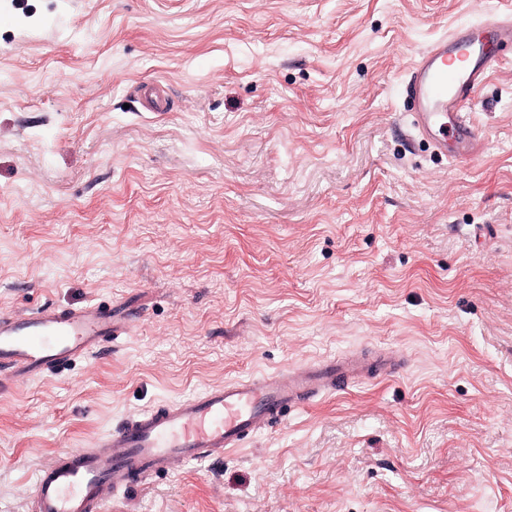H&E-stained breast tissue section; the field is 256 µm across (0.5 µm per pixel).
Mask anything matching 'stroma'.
<instances>
[{"label":"stroma","mask_w":512,"mask_h":512,"mask_svg":"<svg viewBox=\"0 0 512 512\" xmlns=\"http://www.w3.org/2000/svg\"><path fill=\"white\" fill-rule=\"evenodd\" d=\"M512 0H0V314L111 303L99 354L0 392V512L209 386L379 376L104 512H512V57L437 155L403 86ZM165 90L153 112L144 90Z\"/></svg>","instance_id":"35a3bbf8"}]
</instances>
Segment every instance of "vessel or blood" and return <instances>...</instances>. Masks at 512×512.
<instances>
[{"mask_svg": "<svg viewBox=\"0 0 512 512\" xmlns=\"http://www.w3.org/2000/svg\"><path fill=\"white\" fill-rule=\"evenodd\" d=\"M498 45L512 46V21L455 29L422 52L404 92L413 126L434 148L471 156L479 147L466 105L497 67ZM111 305L59 309L45 305L19 319L0 315V375L40 376L91 356L115 334ZM400 364L376 358L367 367L323 359L297 370L236 379L123 420L88 448L58 453L35 478L34 512H101L107 493L170 473L176 465L223 458L258 431L286 420L292 409L348 390L366 372L391 374Z\"/></svg>", "mask_w": 512, "mask_h": 512, "instance_id": "b4317fda", "label": "vessel or blood"}]
</instances>
